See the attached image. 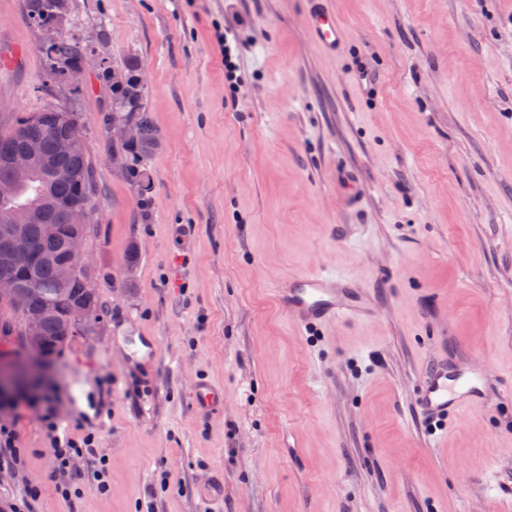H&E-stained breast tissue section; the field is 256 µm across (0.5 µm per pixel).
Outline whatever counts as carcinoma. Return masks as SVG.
<instances>
[{
	"mask_svg": "<svg viewBox=\"0 0 512 512\" xmlns=\"http://www.w3.org/2000/svg\"><path fill=\"white\" fill-rule=\"evenodd\" d=\"M24 8L31 22L43 32L42 50L50 80H55L59 73L80 67L88 54V46L64 33L59 26L60 16L69 11V0H24ZM112 104L126 108L124 112L112 113V118L130 115L139 127V140L128 146L133 163L124 172L135 179L140 196L144 197L151 193L150 164L160 147V134L145 113L143 94L135 83L113 89ZM76 116L78 113L67 108L49 106L30 116L0 121V145L18 147L25 140L32 139L40 149L32 179L21 186L11 199H0V221L17 209L35 210L37 219L25 225L24 235L45 256L34 269L23 273L0 263V277L13 278L17 288V299L0 305L8 310L9 315L7 319L0 318L1 336L10 335L13 326L24 331L26 314L46 306L75 309L80 315L82 330L96 323L103 311L97 289L85 286L86 276L79 275L62 286L55 274L56 263L66 258L67 241L74 232V226L69 222V207H90L93 194L92 164L81 122L73 121ZM65 139L78 140V147L71 154L60 156L56 152V144ZM57 167L71 170L73 179L68 183L56 181L53 171ZM44 224L57 225L58 235L52 239L44 237ZM66 329L65 322L59 317L44 318L42 336L47 348H52Z\"/></svg>",
	"mask_w": 512,
	"mask_h": 512,
	"instance_id": "obj_1",
	"label": "carcinoma"
}]
</instances>
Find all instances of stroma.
I'll list each match as a JSON object with an SVG mask.
<instances>
[{"label":"stroma","instance_id":"obj_1","mask_svg":"<svg viewBox=\"0 0 512 512\" xmlns=\"http://www.w3.org/2000/svg\"><path fill=\"white\" fill-rule=\"evenodd\" d=\"M23 3L0 0L1 114L78 112L104 315L22 389L53 390L96 457L62 498L20 408L0 512L30 486L34 512H512V0H330L339 57L311 45L303 0H69L89 73L52 92ZM130 58L161 136L144 207L105 131L103 68ZM314 268L361 282L375 317L301 328L277 288ZM138 336L156 358L131 357ZM442 336L494 406L433 431L416 379ZM201 381L222 412L195 408ZM224 29L223 35H219L218 39L220 42L224 41V80L228 84L229 88H235V84L238 82V76L236 72L238 70L236 59L238 56V45L233 36Z\"/></svg>","mask_w":512,"mask_h":512}]
</instances>
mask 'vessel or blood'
Wrapping results in <instances>:
<instances>
[{"instance_id":"obj_1","label":"vessel or blood","mask_w":512,"mask_h":512,"mask_svg":"<svg viewBox=\"0 0 512 512\" xmlns=\"http://www.w3.org/2000/svg\"><path fill=\"white\" fill-rule=\"evenodd\" d=\"M327 0H306L308 32L315 47L334 56L343 50L341 27L326 5ZM287 310L300 325L338 320H362L372 313L369 293L346 276L329 271H309L289 276L279 290ZM483 373L460 369L439 358L423 370L417 395L426 419L447 426L452 415L471 407L487 408L491 400Z\"/></svg>"}]
</instances>
